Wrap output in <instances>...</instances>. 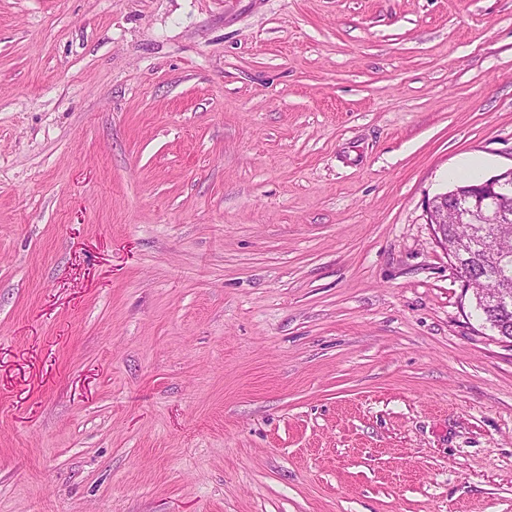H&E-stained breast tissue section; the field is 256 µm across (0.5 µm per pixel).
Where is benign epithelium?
I'll list each match as a JSON object with an SVG mask.
<instances>
[{"label":"benign epithelium","instance_id":"7a95c632","mask_svg":"<svg viewBox=\"0 0 512 512\" xmlns=\"http://www.w3.org/2000/svg\"><path fill=\"white\" fill-rule=\"evenodd\" d=\"M512 190V168L489 177L466 189L455 188L436 196L429 206V224L439 244L448 245V209L462 213L464 220L476 228L480 239L484 225L512 223V208L505 201ZM489 307L502 314L512 312V290L501 288Z\"/></svg>","mask_w":512,"mask_h":512}]
</instances>
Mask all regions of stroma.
<instances>
[{"instance_id":"obj_1","label":"stroma","mask_w":512,"mask_h":512,"mask_svg":"<svg viewBox=\"0 0 512 512\" xmlns=\"http://www.w3.org/2000/svg\"><path fill=\"white\" fill-rule=\"evenodd\" d=\"M472 157L512 0H0V512H512ZM512 187V168L489 177L486 180L474 184L467 189L455 188L447 193L436 196L429 206V224L434 232V236L439 244L446 246L448 256L453 261L456 272L462 279L467 288H478V296L475 298L477 307L482 311L485 320L495 317L501 320L505 330L510 329L512 336V290L503 288L504 281L512 286V255L506 257L502 262L485 263L480 256L479 251L474 253L463 261L464 265L458 263L459 254L448 251V240L452 245H463L468 236L466 224H448V207L462 213L467 224H474L476 234L470 248L475 246L480 239L484 224H486V237L490 238L495 232L493 225L512 223V206L508 209L505 201L509 197ZM457 202H461L460 205ZM448 203L451 205L448 206ZM448 224V225H447ZM476 268V284L473 281V273L469 266ZM499 288L496 297L489 303V307L495 309L501 314L511 313L502 320L497 316L493 309L485 305V299L482 294L490 293ZM481 294V295H480ZM490 325V324H489ZM491 326V325H490ZM499 335L505 336L503 326H491Z\"/></svg>"}]
</instances>
